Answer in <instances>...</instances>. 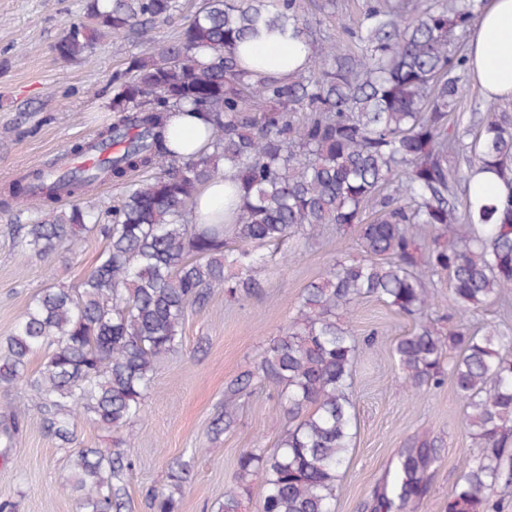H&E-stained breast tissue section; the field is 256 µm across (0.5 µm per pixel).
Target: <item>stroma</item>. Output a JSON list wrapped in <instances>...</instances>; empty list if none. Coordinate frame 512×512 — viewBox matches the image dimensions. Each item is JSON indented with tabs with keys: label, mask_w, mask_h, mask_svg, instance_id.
Instances as JSON below:
<instances>
[{
	"label": "stroma",
	"mask_w": 512,
	"mask_h": 512,
	"mask_svg": "<svg viewBox=\"0 0 512 512\" xmlns=\"http://www.w3.org/2000/svg\"><path fill=\"white\" fill-rule=\"evenodd\" d=\"M87 0H0V188L20 173L47 164L74 143L97 132L113 117L112 75L143 49L138 35L101 39L87 60L59 59L53 46L64 29L84 21ZM487 101L473 82L461 93L460 111L450 123L473 140ZM36 203L0 208V340L11 335L31 299L53 283L77 285L104 242L88 239L81 248H61L46 259L22 261L15 227L29 223ZM354 233L330 228L318 240L300 245L291 260L272 257L257 278L253 294L231 298L215 291L189 312L182 348L161 359L131 454L135 465L126 481L130 512H151L150 495L165 487L178 461L192 459L179 512H220L233 484L239 455L251 448H274L287 423L275 388L255 389L240 399L233 429L213 437L211 424L224 406L229 381L257 361L288 325L305 286L342 258L357 256ZM440 326L466 322L473 330L497 324L512 328V298L494 301L459 318L446 307L432 310ZM364 339L353 375L357 434L336 493V512H373V493L397 461L400 448L416 435L440 440L439 461L427 473V493L407 512H445L463 461L481 455L465 430L463 407L452 383L422 398L408 394L390 351L415 321L375 298L359 302L350 315ZM67 453L30 411L6 457L0 458V502L14 512H78L64 489Z\"/></svg>",
	"instance_id": "1"
}]
</instances>
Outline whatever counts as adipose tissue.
Returning a JSON list of instances; mask_svg holds the SVG:
<instances>
[{
	"label": "adipose tissue",
	"instance_id": "adipose-tissue-1",
	"mask_svg": "<svg viewBox=\"0 0 512 512\" xmlns=\"http://www.w3.org/2000/svg\"><path fill=\"white\" fill-rule=\"evenodd\" d=\"M306 46L291 35L263 33L243 60L263 74L288 76L304 67ZM469 65L488 100L512 98V0H485L469 41Z\"/></svg>",
	"mask_w": 512,
	"mask_h": 512
}]
</instances>
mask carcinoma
Returning <instances> with one entry per match:
<instances>
[{
  "instance_id": "obj_1",
  "label": "carcinoma",
  "mask_w": 512,
  "mask_h": 512,
  "mask_svg": "<svg viewBox=\"0 0 512 512\" xmlns=\"http://www.w3.org/2000/svg\"><path fill=\"white\" fill-rule=\"evenodd\" d=\"M481 5L369 0L361 29L350 31L351 51L313 28L300 0H204L175 41L131 57L114 76L118 116L95 145L115 147L113 155L95 169L37 168L10 185L4 208L35 191L43 197L33 222L19 226L21 259L95 235L105 241L76 286L42 289L0 342V387L23 386L47 433L71 449L66 487L79 512L127 508L132 427L158 360L182 347L188 311L218 289L250 293L261 249L313 239L327 224L356 229L360 255L304 288L283 334L228 386L232 396L275 387L288 426L276 448L239 456L221 512H241L256 479L260 512H335L356 434L351 379L361 348L345 316L367 297L418 322L392 345L406 390L417 398L451 379L465 428L483 448L461 465L445 512H494L490 492L512 488V330L444 333L427 318L443 301L463 316L512 292V122L485 113L470 144L448 125L469 74L457 44ZM179 11V0H88L94 24L69 26L54 51L69 61L91 54L102 35L146 40ZM263 29L301 40L307 66L284 78L243 67L238 45ZM184 105L209 125L198 155L167 141L168 121ZM467 153L466 170L451 165ZM490 171L506 195H484L477 179ZM102 177L125 184L108 224L81 204ZM219 177L238 197L234 224L193 223L200 187ZM61 192L73 201L59 210ZM442 278L446 298L436 291ZM26 414L3 407L0 444L12 446ZM82 423L114 434L112 446L80 447ZM236 423L227 401L214 436ZM436 448L424 437L398 452L374 512H401L422 498ZM190 468L177 463L152 512H175Z\"/></svg>"
}]
</instances>
